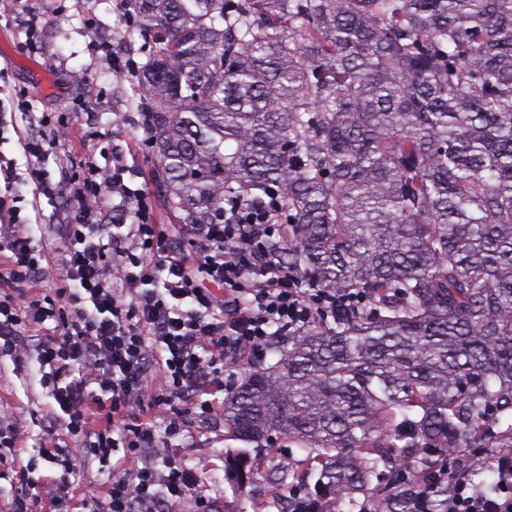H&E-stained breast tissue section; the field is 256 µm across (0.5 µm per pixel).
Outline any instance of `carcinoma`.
I'll list each match as a JSON object with an SVG mask.
<instances>
[{
	"mask_svg": "<svg viewBox=\"0 0 512 512\" xmlns=\"http://www.w3.org/2000/svg\"><path fill=\"white\" fill-rule=\"evenodd\" d=\"M156 181L184 224L279 194L268 249L359 311L275 340L224 428L353 496L512 448V0H127ZM224 460L243 485L261 470Z\"/></svg>",
	"mask_w": 512,
	"mask_h": 512,
	"instance_id": "cac0c4a2",
	"label": "carcinoma"
}]
</instances>
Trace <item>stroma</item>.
Instances as JSON below:
<instances>
[{
  "mask_svg": "<svg viewBox=\"0 0 512 512\" xmlns=\"http://www.w3.org/2000/svg\"><path fill=\"white\" fill-rule=\"evenodd\" d=\"M139 29L140 21L126 0H27L25 8L0 9V100L17 95L28 102L27 111L16 112L17 130L0 145V153L25 170L22 138L48 134L52 121L79 116L89 134L56 147L48 162L52 178L78 175L80 162L88 159L102 168L111 166L113 155H120L127 168L126 184L147 191L155 223L170 224L174 218L154 177L152 141L133 107L142 97L136 76L117 75L110 57L116 51L127 61L139 58L144 46ZM30 37L35 43L29 48L25 42ZM14 192L21 198L24 216L41 224L44 245L58 247L56 227L74 215L69 193L49 199L22 180L15 183ZM36 368L34 359L20 363L0 355V412L10 417L18 433L16 448L0 450V512H8L21 493L19 469L30 468L36 481L62 472L42 458L36 446L54 404ZM243 375V367L229 369L205 387L203 397L215 407L210 417L183 405L176 408L183 428L178 456L197 468L212 512H273L261 505L266 494L262 480L239 490L224 478V456L230 447L224 438V391ZM122 457V452H114L106 465L77 460L60 504L62 512H89L88 497L105 495L112 466Z\"/></svg>",
  "mask_w": 512,
  "mask_h": 512,
  "instance_id": "1",
  "label": "stroma"
}]
</instances>
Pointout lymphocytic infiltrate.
<instances>
[{
    "label": "lymphocytic infiltrate",
    "mask_w": 512,
    "mask_h": 512,
    "mask_svg": "<svg viewBox=\"0 0 512 512\" xmlns=\"http://www.w3.org/2000/svg\"><path fill=\"white\" fill-rule=\"evenodd\" d=\"M53 148L42 136L23 141L27 179L47 197L60 190L46 168ZM125 173L118 158L107 174L87 165L73 189L77 221L59 226V257L46 264L33 236L18 229L16 196L0 194V354L35 356L56 404L40 445L63 470L32 482L11 512L56 506L74 457L106 462L121 447L135 467L113 469L108 512H159L161 504L197 495L196 471L168 447L183 432L179 418L160 437L136 408L162 410L178 400L209 415L214 405L198 393L224 368L261 357L273 337L300 335L353 306L310 287L268 251L280 228L276 199H225L213 223L186 226L190 240L182 244L152 223L145 191L130 189ZM114 196L118 210L136 219L123 235L104 208ZM48 281L53 292L39 291ZM60 425L78 445H60ZM489 467L495 496L441 468L418 490H404L407 512H512V448L499 450Z\"/></svg>",
    "instance_id": "f902f5d3"
}]
</instances>
